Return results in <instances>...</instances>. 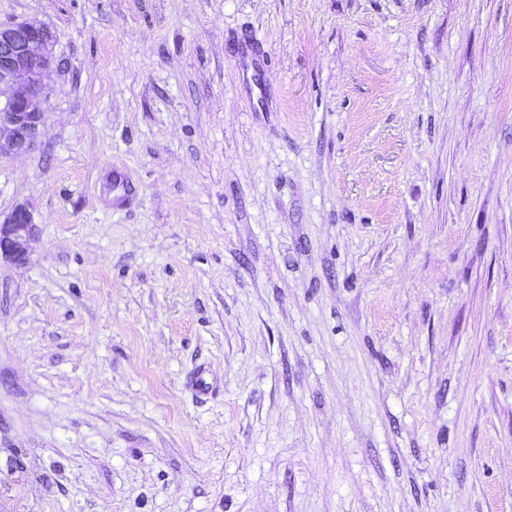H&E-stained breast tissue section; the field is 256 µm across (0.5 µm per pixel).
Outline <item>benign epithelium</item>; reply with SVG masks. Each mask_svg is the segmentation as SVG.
<instances>
[{
    "label": "benign epithelium",
    "mask_w": 512,
    "mask_h": 512,
    "mask_svg": "<svg viewBox=\"0 0 512 512\" xmlns=\"http://www.w3.org/2000/svg\"><path fill=\"white\" fill-rule=\"evenodd\" d=\"M57 34L27 20L0 23V88L12 93L0 98V159L33 146L44 126V76L55 65ZM35 225L30 213L18 207L0 221V258L26 260Z\"/></svg>",
    "instance_id": "obj_1"
}]
</instances>
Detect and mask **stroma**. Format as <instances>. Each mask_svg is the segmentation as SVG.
Here are the masks:
<instances>
[{
  "instance_id": "1",
  "label": "stroma",
  "mask_w": 512,
  "mask_h": 512,
  "mask_svg": "<svg viewBox=\"0 0 512 512\" xmlns=\"http://www.w3.org/2000/svg\"><path fill=\"white\" fill-rule=\"evenodd\" d=\"M14 20L58 64L0 159V512H512V0ZM35 225L30 213L18 207L3 221H0V259L13 263H24L28 246L34 236Z\"/></svg>"
}]
</instances>
